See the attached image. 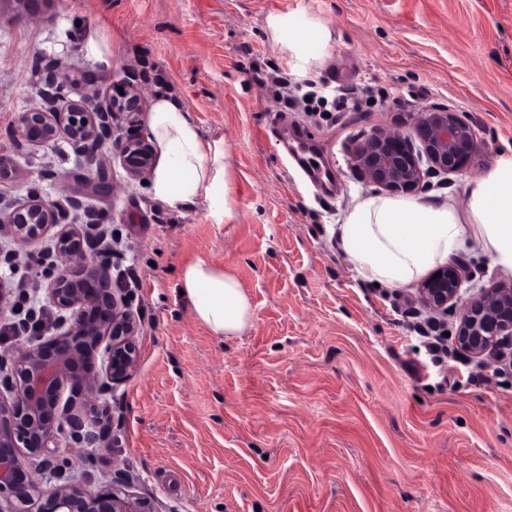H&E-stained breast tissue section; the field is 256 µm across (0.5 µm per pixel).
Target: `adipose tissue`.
<instances>
[{"label":"adipose tissue","instance_id":"adipose-tissue-1","mask_svg":"<svg viewBox=\"0 0 512 512\" xmlns=\"http://www.w3.org/2000/svg\"><path fill=\"white\" fill-rule=\"evenodd\" d=\"M266 26L301 73L311 72L328 54L332 33L307 12L270 14ZM144 124L157 156L149 179L152 198L176 209L201 197L223 218L228 169L223 139L205 137L170 92L153 96ZM338 240L360 277L388 288L413 283L473 243L503 275L512 276V148L493 169L467 183L464 209L433 196H359L343 215ZM178 287L213 335L238 336L251 326L249 296L222 266L187 263Z\"/></svg>","mask_w":512,"mask_h":512}]
</instances>
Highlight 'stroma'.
Wrapping results in <instances>:
<instances>
[{
	"instance_id": "stroma-1",
	"label": "stroma",
	"mask_w": 512,
	"mask_h": 512,
	"mask_svg": "<svg viewBox=\"0 0 512 512\" xmlns=\"http://www.w3.org/2000/svg\"><path fill=\"white\" fill-rule=\"evenodd\" d=\"M300 10L333 33L305 78L265 27ZM94 29L112 36L110 63L85 47ZM53 69L69 80L58 101ZM308 81L329 99L346 87L368 99L327 114L281 104ZM125 83L143 102L175 93L204 136L223 139V219L201 198L177 211L154 201L113 146L98 191L67 137L18 141L21 113ZM439 106L464 113L480 143L469 170L428 188L461 208L467 181L512 144V0H49L36 14L0 0V212L35 195L64 204L63 229L83 237L98 223L115 240L113 269L140 275L136 288L112 282L139 317L138 368L98 398L106 450L61 441L67 480L93 488L127 474L162 512H512V370L494 372L487 356L423 372L404 315L417 284L375 287L336 240L352 198L374 191L347 145ZM55 247L50 232L15 248L48 251L47 273L18 274L49 311ZM197 259L246 288L244 335L213 336L178 293ZM457 261L463 296L512 285L478 246Z\"/></svg>"
}]
</instances>
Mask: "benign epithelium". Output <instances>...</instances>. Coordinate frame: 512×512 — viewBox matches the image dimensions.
<instances>
[{
	"label": "benign epithelium",
	"instance_id": "1",
	"mask_svg": "<svg viewBox=\"0 0 512 512\" xmlns=\"http://www.w3.org/2000/svg\"><path fill=\"white\" fill-rule=\"evenodd\" d=\"M137 100L123 93L102 101L93 96L69 105L66 112L36 110L21 114L17 138L33 146H46L66 135L83 157L96 187L108 174L101 150L112 139L117 112H134ZM132 176L153 165L149 138L136 134L116 142ZM479 151L474 125L461 112L432 107L416 113L411 130L374 128L348 145L350 167L357 178L391 194H416L437 173L468 169ZM59 224L58 204L32 199L0 217V235L6 233L26 244ZM58 253L64 262L57 269L52 288L54 305L71 311L67 331L43 336L40 342L13 355L10 374L4 379L11 400L0 397V512H162L156 501L131 490L129 482L109 480L92 488L58 484L41 490L43 475L56 470L48 459L63 438L97 449L101 434L86 410L94 406L104 388L125 381L137 368L139 325L117 290L109 287L108 274L95 261L93 248L68 231L57 234ZM79 269L73 274L72 267ZM441 276L428 277L419 301L436 313L448 312L460 300L466 279L464 267L452 263L439 268ZM457 347L473 358L494 348L512 346V285L489 289L469 298L460 309L455 335ZM102 351L106 380L91 371V352ZM70 391L61 402L64 390Z\"/></svg>",
	"mask_w": 512,
	"mask_h": 512
}]
</instances>
